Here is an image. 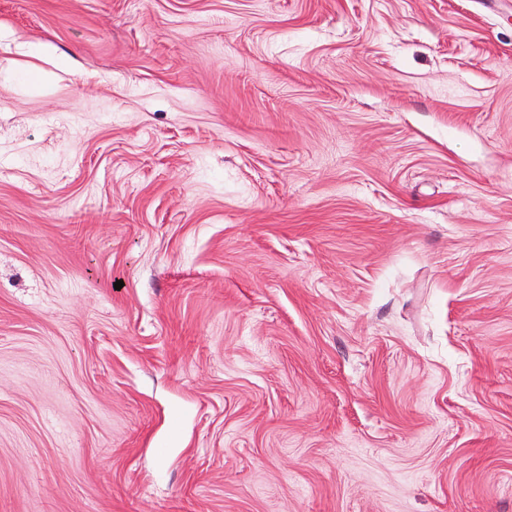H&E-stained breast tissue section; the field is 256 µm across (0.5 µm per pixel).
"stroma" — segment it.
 I'll return each mask as SVG.
<instances>
[{"mask_svg": "<svg viewBox=\"0 0 512 512\" xmlns=\"http://www.w3.org/2000/svg\"><path fill=\"white\" fill-rule=\"evenodd\" d=\"M0 512H512V0H0Z\"/></svg>", "mask_w": 512, "mask_h": 512, "instance_id": "obj_1", "label": "stroma"}]
</instances>
